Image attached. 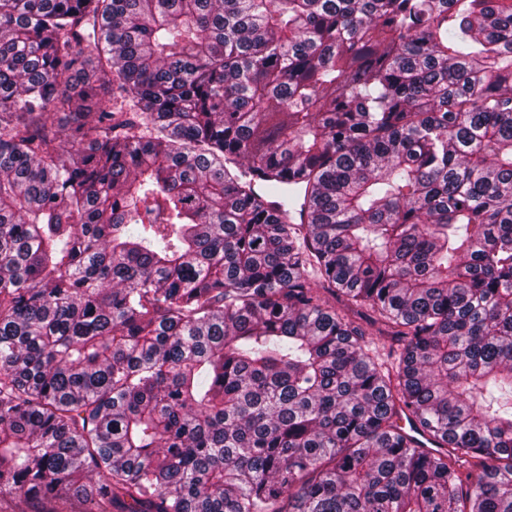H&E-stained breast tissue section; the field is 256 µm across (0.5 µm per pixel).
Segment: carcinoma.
<instances>
[{
  "label": "carcinoma",
  "instance_id": "carcinoma-1",
  "mask_svg": "<svg viewBox=\"0 0 512 512\" xmlns=\"http://www.w3.org/2000/svg\"><path fill=\"white\" fill-rule=\"evenodd\" d=\"M18 494L512 512V0H0Z\"/></svg>",
  "mask_w": 512,
  "mask_h": 512
}]
</instances>
